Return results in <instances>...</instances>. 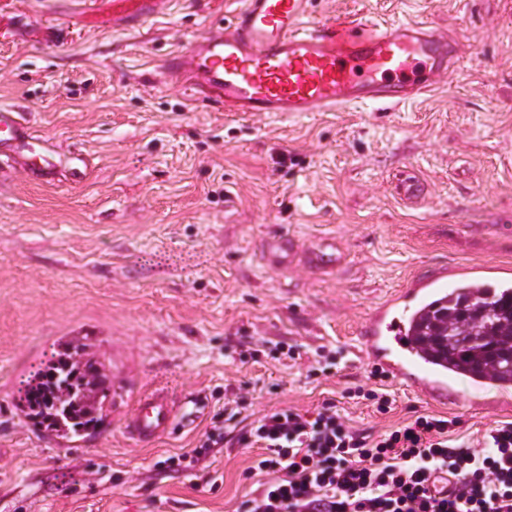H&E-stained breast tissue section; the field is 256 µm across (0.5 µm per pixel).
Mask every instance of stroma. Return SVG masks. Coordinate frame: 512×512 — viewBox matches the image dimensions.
I'll return each mask as SVG.
<instances>
[{"mask_svg":"<svg viewBox=\"0 0 512 512\" xmlns=\"http://www.w3.org/2000/svg\"><path fill=\"white\" fill-rule=\"evenodd\" d=\"M240 2L172 0L133 29L107 0L0 11V107H25L51 165L36 179L26 155L0 158V512H235L257 486L253 450L159 463L195 448L239 391L252 420L327 400L377 431L416 412L458 417L470 437L512 420L471 408L466 381L438 405L373 378L359 337L431 268L512 278V0H313L310 25L416 19L464 53L416 102L291 117L207 107L162 74ZM280 228L335 238L347 265L270 269L262 245ZM74 336L134 387H172L175 432L136 446L118 409L77 442L33 426L23 383ZM322 348L337 366L319 370ZM378 385L389 414L346 396Z\"/></svg>","mask_w":512,"mask_h":512,"instance_id":"1","label":"stroma"}]
</instances>
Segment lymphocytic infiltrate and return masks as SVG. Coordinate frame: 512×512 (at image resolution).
<instances>
[{"label": "lymphocytic infiltrate", "instance_id": "f902f5d3", "mask_svg": "<svg viewBox=\"0 0 512 512\" xmlns=\"http://www.w3.org/2000/svg\"><path fill=\"white\" fill-rule=\"evenodd\" d=\"M246 404H225L190 456L199 463L215 447L256 449L251 473L268 481L245 494L237 512H512V421L477 442H455L458 418L419 414L374 433L352 426L336 404L311 412L279 408L234 427Z\"/></svg>", "mask_w": 512, "mask_h": 512}]
</instances>
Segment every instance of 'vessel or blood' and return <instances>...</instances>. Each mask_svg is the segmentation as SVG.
I'll use <instances>...</instances> for the list:
<instances>
[{
  "mask_svg": "<svg viewBox=\"0 0 512 512\" xmlns=\"http://www.w3.org/2000/svg\"><path fill=\"white\" fill-rule=\"evenodd\" d=\"M169 0H112V19L141 24ZM232 19L212 35L195 39L167 59L168 72L188 84L198 99L227 112H337L360 104L412 101L446 73L459 57L454 39L416 21L308 24L312 0H242ZM23 113L0 107V152L31 150ZM265 261L280 269L305 262L322 273L336 269L335 253L301 247L285 233L270 237ZM452 285L438 268L414 277L379 304L363 332L368 361L407 389L436 401L453 388L445 371L423 360L409 336L415 311ZM122 431L148 445L175 427L176 402L165 388L130 398Z\"/></svg>",
  "mask_w": 512,
  "mask_h": 512,
  "instance_id": "1",
  "label": "vessel or blood"
}]
</instances>
